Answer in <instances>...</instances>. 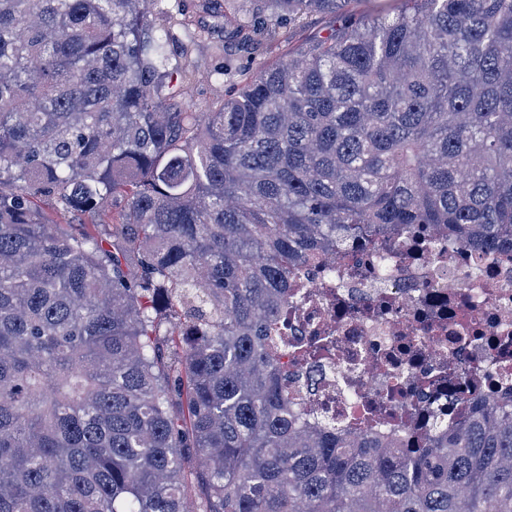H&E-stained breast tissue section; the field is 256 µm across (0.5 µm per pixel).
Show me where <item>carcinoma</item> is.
I'll use <instances>...</instances> for the list:
<instances>
[{
	"mask_svg": "<svg viewBox=\"0 0 512 512\" xmlns=\"http://www.w3.org/2000/svg\"><path fill=\"white\" fill-rule=\"evenodd\" d=\"M153 3L0 0V512H512L500 400L415 450L307 430L273 336L356 237L512 251V0L351 17L203 112Z\"/></svg>",
	"mask_w": 512,
	"mask_h": 512,
	"instance_id": "cac0c4a2",
	"label": "carcinoma"
}]
</instances>
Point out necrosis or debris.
<instances>
[{
    "instance_id": "necrosis-or-debris-1",
    "label": "necrosis or debris",
    "mask_w": 512,
    "mask_h": 512,
    "mask_svg": "<svg viewBox=\"0 0 512 512\" xmlns=\"http://www.w3.org/2000/svg\"><path fill=\"white\" fill-rule=\"evenodd\" d=\"M285 314L281 364L309 425L414 448L481 397L512 407L511 250L370 238L297 271Z\"/></svg>"
}]
</instances>
